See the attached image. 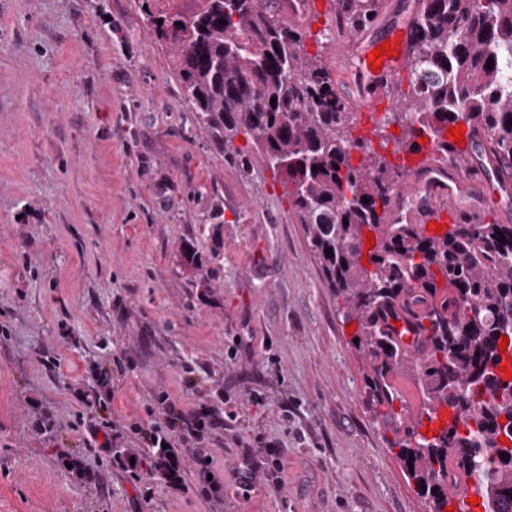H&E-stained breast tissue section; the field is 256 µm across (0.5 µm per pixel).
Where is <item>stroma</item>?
I'll use <instances>...</instances> for the list:
<instances>
[{
	"label": "stroma",
	"instance_id": "1",
	"mask_svg": "<svg viewBox=\"0 0 512 512\" xmlns=\"http://www.w3.org/2000/svg\"><path fill=\"white\" fill-rule=\"evenodd\" d=\"M198 6L0 0V512H424L278 178L192 127L152 21ZM171 415L178 482L118 462Z\"/></svg>",
	"mask_w": 512,
	"mask_h": 512
}]
</instances>
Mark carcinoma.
Returning a JSON list of instances; mask_svg holds the SVG:
<instances>
[{
	"instance_id": "carcinoma-1",
	"label": "carcinoma",
	"mask_w": 512,
	"mask_h": 512,
	"mask_svg": "<svg viewBox=\"0 0 512 512\" xmlns=\"http://www.w3.org/2000/svg\"><path fill=\"white\" fill-rule=\"evenodd\" d=\"M333 2L351 35L381 4ZM152 23L174 47L192 127L220 151L247 134L278 176L343 320L357 324L354 347L376 383L407 362L390 323L395 304L424 307L415 332L424 409L453 415L433 437L408 434L396 445L426 512L448 507L451 459L477 480L484 512H512V379L499 373L503 353L512 355V224L459 219L428 236L416 224L387 223L409 156L423 150L419 138L436 161L461 165L467 156L448 143V128L476 126L512 168V0H417L409 89L369 137L355 134L360 114L323 64V35L309 53L306 31L273 0H201L190 15ZM179 267L200 270L193 247L183 246ZM171 453L155 449L153 467L176 482Z\"/></svg>"
}]
</instances>
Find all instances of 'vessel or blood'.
Instances as JSON below:
<instances>
[{"label": "vessel or blood", "mask_w": 512, "mask_h": 512, "mask_svg": "<svg viewBox=\"0 0 512 512\" xmlns=\"http://www.w3.org/2000/svg\"><path fill=\"white\" fill-rule=\"evenodd\" d=\"M415 12L411 4L393 8L381 25L361 34L347 48L357 61L358 81L350 87L353 104L360 112L364 128L384 117L393 108L392 85L396 76L407 68L408 44ZM396 44L398 57H384L379 69H372L370 56L382 43ZM465 150L469 162L465 167L430 161L420 155L411 163L405 184L399 189L389 221L393 224H444L455 219L485 211L496 210L501 216L512 215V169L507 170L486 148L483 132L475 127L464 132ZM394 403L404 405V428L415 435L437 432L439 425L447 423L450 413L441 410L435 423L419 420V399L410 380L394 373L388 378ZM479 489L472 478L456 473L448 485L452 502L478 495Z\"/></svg>", "instance_id": "vessel-or-blood-1"}]
</instances>
